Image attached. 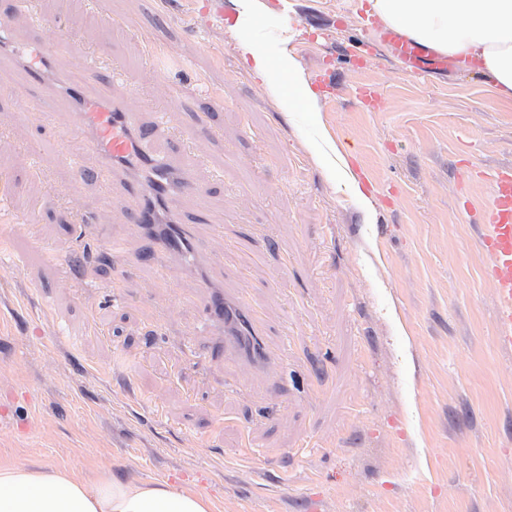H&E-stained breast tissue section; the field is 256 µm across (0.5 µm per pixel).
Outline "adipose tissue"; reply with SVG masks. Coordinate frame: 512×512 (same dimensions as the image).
Masks as SVG:
<instances>
[{"mask_svg":"<svg viewBox=\"0 0 512 512\" xmlns=\"http://www.w3.org/2000/svg\"><path fill=\"white\" fill-rule=\"evenodd\" d=\"M383 22L440 53L478 60L497 98H512V0H369ZM254 73L288 110L316 93L290 59L243 46ZM207 497L165 483L94 479L28 461L0 466V512H210Z\"/></svg>","mask_w":512,"mask_h":512,"instance_id":"ef3b65f1","label":"adipose tissue"}]
</instances>
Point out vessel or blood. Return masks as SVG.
<instances>
[{
  "mask_svg": "<svg viewBox=\"0 0 512 512\" xmlns=\"http://www.w3.org/2000/svg\"><path fill=\"white\" fill-rule=\"evenodd\" d=\"M26 12L30 32L18 37L12 28L17 12ZM55 21L34 0H13L0 13V86L22 109L38 113L46 125L67 117L74 133L84 142L88 160L71 159L74 182L92 178L103 181L108 192L123 197L128 207L116 218L120 224L137 225L150 248L143 255L152 265L170 258L181 269L202 266L205 280L197 297L200 326L210 336L209 360L233 355L247 358L253 367L269 369L274 360L267 349L250 347L261 337L258 312L243 294L224 288V261L214 253V238L221 225L204 233L205 195L182 159L185 145L169 137V106L155 102L141 108L122 92L125 69L107 61L99 49L70 65L65 42L47 38ZM364 28L381 32L384 42L414 74L424 75L448 66L440 56L400 32L367 20ZM195 198L198 207L186 211L181 203ZM13 190L7 173H0V249H7L14 232L4 216L12 210ZM486 257L483 276L494 294L495 342L512 351V171L498 172L491 180L485 222L477 227Z\"/></svg>",
  "mask_w": 512,
  "mask_h": 512,
  "instance_id": "obj_1",
  "label": "vessel or blood"
}]
</instances>
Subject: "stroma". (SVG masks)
I'll use <instances>...</instances> for the list:
<instances>
[{
  "mask_svg": "<svg viewBox=\"0 0 512 512\" xmlns=\"http://www.w3.org/2000/svg\"><path fill=\"white\" fill-rule=\"evenodd\" d=\"M36 2L61 17L72 57L108 45L137 99L170 102L173 133L208 130L189 170L224 227L225 285L245 289L280 366L204 359L200 275L160 277L131 224L120 255L101 252L78 211L108 225L123 199L72 183L57 153L82 145L66 123L0 99V171L16 212L42 211L11 239L22 278L0 272V465L167 483L211 512H305L312 496L320 512H512V353L495 343L475 229L490 183L468 175L512 166V100L474 70L421 78L389 53L346 64L368 0H263L257 15L220 0V28L196 0ZM245 43L287 53L307 82L335 66V101L278 110ZM157 54L193 66L156 83ZM356 86L377 90L379 111ZM41 144V167H25ZM67 258L124 305L82 303ZM59 328L76 345L52 346ZM119 355L122 378L108 371Z\"/></svg>",
  "mask_w": 512,
  "mask_h": 512,
  "instance_id": "35a3bbf8",
  "label": "stroma"
}]
</instances>
